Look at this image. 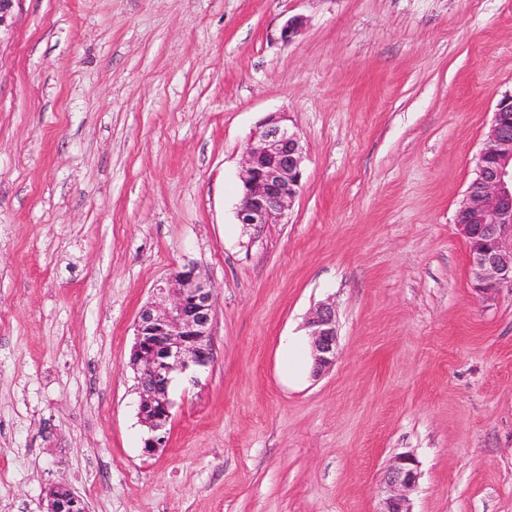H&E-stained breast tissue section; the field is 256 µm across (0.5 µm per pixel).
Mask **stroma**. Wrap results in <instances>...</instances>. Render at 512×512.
<instances>
[{"label":"stroma","mask_w":512,"mask_h":512,"mask_svg":"<svg viewBox=\"0 0 512 512\" xmlns=\"http://www.w3.org/2000/svg\"><path fill=\"white\" fill-rule=\"evenodd\" d=\"M303 32L282 43L284 21ZM0 32V512H512V288L469 282L456 209L512 93V0H17ZM305 149L280 224L238 223L243 154ZM213 281L214 363L166 448L129 358L178 267ZM329 372L281 351L319 304ZM420 475L419 462L413 455L401 453L393 457L381 480L377 512H411L408 496L416 489ZM51 488H60L65 492V496L52 497L47 491V510L46 512H86L85 501L75 495L69 488L64 485H55Z\"/></svg>","instance_id":"1"}]
</instances>
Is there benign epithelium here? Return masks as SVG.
<instances>
[{"label": "benign epithelium", "mask_w": 512, "mask_h": 512, "mask_svg": "<svg viewBox=\"0 0 512 512\" xmlns=\"http://www.w3.org/2000/svg\"><path fill=\"white\" fill-rule=\"evenodd\" d=\"M300 16L287 19L280 40L291 42L303 30ZM305 151L284 112H271L255 130L246 148L241 173L239 223L280 224L302 188ZM463 236L469 275L475 291L487 294L502 283L512 285V94L503 97L481 149L475 176L455 213ZM160 294L169 305L145 306L134 326L130 365L136 374L138 418L147 429L143 452L166 446L174 402L171 387L183 379L197 384L213 362L214 288L195 264L176 269ZM313 373L319 375L336 360L337 330L331 307L320 305L308 316ZM421 472L417 459L401 453L390 461L381 480L378 512H410L409 494ZM62 497L47 496L46 512H86L85 501L62 485Z\"/></svg>", "instance_id": "1"}]
</instances>
